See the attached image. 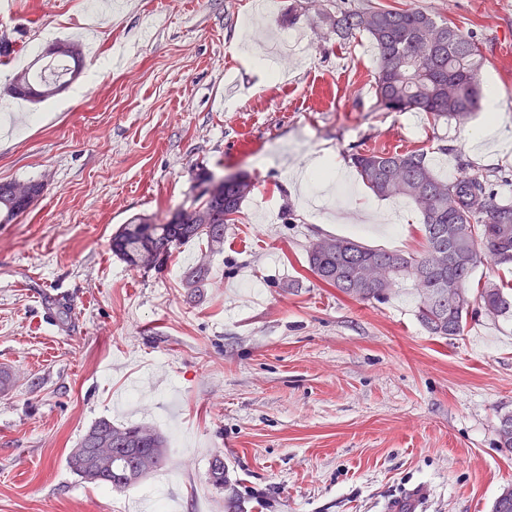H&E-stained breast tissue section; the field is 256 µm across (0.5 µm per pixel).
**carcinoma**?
<instances>
[{"label": "carcinoma", "instance_id": "obj_1", "mask_svg": "<svg viewBox=\"0 0 512 512\" xmlns=\"http://www.w3.org/2000/svg\"><path fill=\"white\" fill-rule=\"evenodd\" d=\"M324 19L342 40L369 36L378 61L375 96L386 110L426 112L436 120L460 123L476 110L482 55L473 38L456 26L418 9L338 6ZM50 54L73 64L65 69L70 78L81 74L79 44L58 41ZM64 85L54 73L35 84L30 72L21 70L6 94L43 101L59 94ZM354 165L375 196L413 203L422 217L425 249L410 254L369 248L345 237L318 236L308 246L307 263L319 282L357 301L384 300L408 283L418 298V320L430 334L442 338L462 334L474 301L489 316H512L508 288L489 279L474 299L468 288L476 268L485 262L512 265V203L497 200L489 176L464 173L442 178L420 150L367 151L354 157ZM195 179L200 192L190 204V221L135 217L112 236V253L137 268L141 252L148 248L158 264L195 240L203 242L209 254L223 252L224 229L235 222L254 184L244 178L228 184L220 194H210L203 189L208 172L199 169ZM26 210L0 183V223L9 224ZM210 270L209 262L200 259L184 273L185 286L205 287ZM497 437L499 447L512 452L511 415L501 418ZM99 448L112 449V456L100 457ZM167 448L166 437L151 425H116L101 419L71 450L67 465L88 484L123 490L164 465ZM208 476L214 487H226L223 457L212 458Z\"/></svg>", "mask_w": 512, "mask_h": 512}]
</instances>
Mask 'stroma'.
Returning a JSON list of instances; mask_svg holds the SVG:
<instances>
[{
    "instance_id": "obj_1",
    "label": "stroma",
    "mask_w": 512,
    "mask_h": 512,
    "mask_svg": "<svg viewBox=\"0 0 512 512\" xmlns=\"http://www.w3.org/2000/svg\"><path fill=\"white\" fill-rule=\"evenodd\" d=\"M338 0H10L0 13V183L39 198L0 224V512H224L208 480L221 455L243 512H492L512 486L496 429L512 415V317L469 315L430 335L415 294L356 301L321 284L306 250L320 235L421 252L420 215L358 179L307 186L289 170L323 151L424 149L440 175L495 173L512 202V0H345L418 9L478 43L496 84L500 142L464 123L377 103L366 36L322 21ZM84 49L78 78L41 102L4 95L52 42ZM255 184L211 256L197 296L183 286L204 244L167 265L110 250L135 215L164 221L195 174ZM292 210L294 220L282 214ZM149 423L166 466L124 491L83 483L66 459L97 420Z\"/></svg>"
}]
</instances>
